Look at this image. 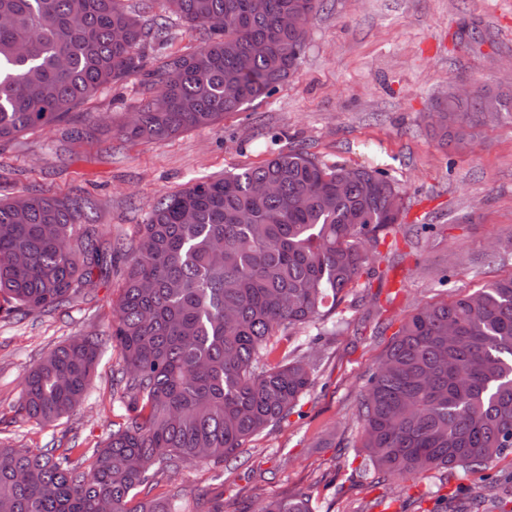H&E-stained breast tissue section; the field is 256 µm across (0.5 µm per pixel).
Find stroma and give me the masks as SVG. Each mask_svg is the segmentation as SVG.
<instances>
[{
    "instance_id": "1",
    "label": "stroma",
    "mask_w": 512,
    "mask_h": 512,
    "mask_svg": "<svg viewBox=\"0 0 512 512\" xmlns=\"http://www.w3.org/2000/svg\"><path fill=\"white\" fill-rule=\"evenodd\" d=\"M512 77V0H326L309 26L305 56L270 98L199 130L162 142L125 140L120 126L141 102L139 80L111 85L75 109L67 123L0 141V195L42 189L79 197L106 239L138 237L161 196L195 180L300 149L318 161L382 170L405 195L403 231L372 251L371 291L343 303V330L325 337L315 387L239 457L183 465L151 478L153 499L182 489L186 512L223 505L259 512L263 501L310 497L314 512H358L398 492L343 472L330 485L313 478L334 469L349 442L368 376L413 309L449 301L512 273V117L480 127L463 150L439 146L427 114L449 85L493 89ZM430 232H420V225ZM121 291L119 272L80 289L50 313L0 318V446L39 448L51 437L99 445L121 410L111 376L115 344L101 348L88 395L68 419L43 428L13 420L21 383L42 357L80 333H104Z\"/></svg>"
}]
</instances>
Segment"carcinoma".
<instances>
[{"mask_svg":"<svg viewBox=\"0 0 512 512\" xmlns=\"http://www.w3.org/2000/svg\"><path fill=\"white\" fill-rule=\"evenodd\" d=\"M324 0H0V141L59 123L109 85L142 77L130 140L207 128L272 96L298 68ZM163 10L204 38L145 69V45L170 40ZM251 56L249 69L238 68ZM512 116V86L448 92L429 114L442 145L481 125V100ZM88 204L42 191L0 198V312L29 316L69 303L123 259V285L103 336L71 337L29 370L14 416L38 425L83 403L106 339L120 349L112 396L123 421L92 453L55 441L0 448V512H175L140 497L150 471L208 465L289 415L316 385V351L356 290L379 240L401 227L404 192L372 168L326 165L290 149L159 199L134 243L106 242ZM319 326L308 350L280 349L295 328ZM363 476L404 483L437 470L484 472L512 454V274L425 305L405 320L365 385L358 409ZM512 473L456 487L430 510L405 495L401 512H512ZM260 512H312L310 497Z\"/></svg>","mask_w":512,"mask_h":512,"instance_id":"obj_1","label":"carcinoma"}]
</instances>
